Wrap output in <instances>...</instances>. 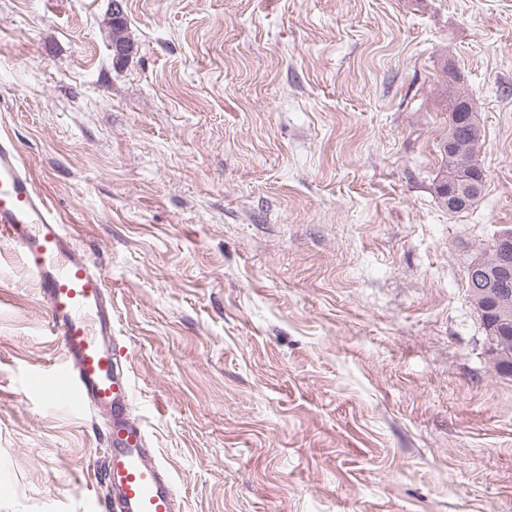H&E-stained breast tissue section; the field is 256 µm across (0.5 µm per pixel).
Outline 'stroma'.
I'll return each instance as SVG.
<instances>
[{
	"instance_id": "obj_1",
	"label": "stroma",
	"mask_w": 512,
	"mask_h": 512,
	"mask_svg": "<svg viewBox=\"0 0 512 512\" xmlns=\"http://www.w3.org/2000/svg\"><path fill=\"white\" fill-rule=\"evenodd\" d=\"M0 0V134L112 290L183 512H512V376L467 267L512 228V0ZM480 199L436 194L444 76ZM0 242V512H106L103 417Z\"/></svg>"
}]
</instances>
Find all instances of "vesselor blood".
<instances>
[{"label":"vessel or blood","instance_id":"obj_1","mask_svg":"<svg viewBox=\"0 0 512 512\" xmlns=\"http://www.w3.org/2000/svg\"><path fill=\"white\" fill-rule=\"evenodd\" d=\"M0 240L17 244L38 281L63 363L37 374L56 405L105 414L107 451L95 472L110 512H182L172 476L131 413L132 383L121 370L112 294L80 255L10 137L0 136Z\"/></svg>","mask_w":512,"mask_h":512}]
</instances>
